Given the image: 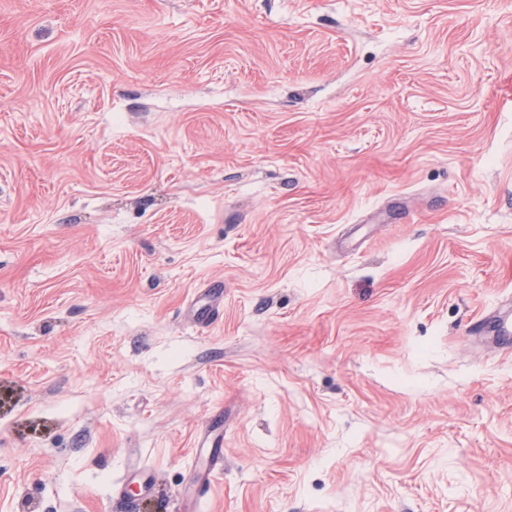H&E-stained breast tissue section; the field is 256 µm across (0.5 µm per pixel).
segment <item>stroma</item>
<instances>
[{"label": "stroma", "mask_w": 512, "mask_h": 512, "mask_svg": "<svg viewBox=\"0 0 512 512\" xmlns=\"http://www.w3.org/2000/svg\"><path fill=\"white\" fill-rule=\"evenodd\" d=\"M509 297L512 0H0V512H512ZM480 334L489 342L497 343L504 348L512 347V310L508 309L496 314H485L477 320ZM218 427L211 430L203 441V444H208L207 448H210L209 452V469L205 472H199L196 476V492L195 501L204 497L211 486L212 474L215 471L220 470L224 466V442L217 431Z\"/></svg>", "instance_id": "stroma-1"}]
</instances>
